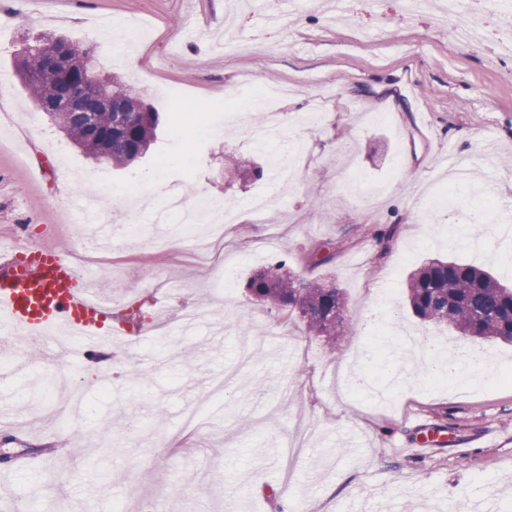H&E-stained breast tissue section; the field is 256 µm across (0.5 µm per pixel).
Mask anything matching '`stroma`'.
I'll return each mask as SVG.
<instances>
[{"label":"stroma","instance_id":"35a3bbf8","mask_svg":"<svg viewBox=\"0 0 512 512\" xmlns=\"http://www.w3.org/2000/svg\"><path fill=\"white\" fill-rule=\"evenodd\" d=\"M25 12L0 13V113L15 117L36 106L15 75L22 43L64 34L106 55L103 18L137 22L108 72L131 84L162 116L158 138L129 168L99 166L63 142L55 126L33 142L45 173L23 169L0 153V234L20 213L40 236L45 225L71 224L72 239L98 238L113 275L90 268L94 289L111 291L114 320L131 336L150 331L141 347L113 343L108 383L88 376L93 360L82 344L55 363L30 357L33 377L0 380V512H144L162 497L166 512H512V383L456 380L441 387L421 380L383 398L341 393L340 363L371 378L409 364L396 331L467 346L448 328L418 319L405 303L408 275L432 258L451 257L512 280V248L496 225L512 223V11L483 5L469 18L489 25L491 42L449 41L438 8L408 13L404 0H351L337 16L334 0H306L284 28L267 14L284 0H247L233 17L245 47L218 55L191 29L215 30L227 0H24ZM290 85L281 101L287 126L258 140L246 127L214 129L225 105L248 106L251 87ZM318 111L321 121L303 117ZM179 113L172 121L171 113ZM300 154L302 175H275L273 156ZM467 158L469 185L459 196L488 212L480 247L465 234L449 237L455 210L440 200L449 161ZM260 166L258 180L225 182L228 159ZM165 195L198 194L233 205L229 250L211 269L197 268L186 222L155 221L165 207L138 211L153 180ZM122 188L124 205L109 223L87 224L82 201L110 200ZM265 190L267 221L255 223L249 199ZM333 244L328 263L310 260ZM286 260L308 280H332L346 298V326L336 341L309 336L297 317L254 306L245 283L256 269ZM262 341L250 366L208 397L210 383L234 365L240 346ZM83 393V408L67 423L50 421L58 386ZM206 415L205 434L182 433L191 409ZM308 424L291 482L282 479L283 439L296 418ZM417 418L444 426L452 446L434 453L397 454ZM50 458L56 481L39 466Z\"/></svg>","mask_w":512,"mask_h":512}]
</instances>
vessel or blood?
Returning a JSON list of instances; mask_svg holds the SVG:
<instances>
[{"mask_svg": "<svg viewBox=\"0 0 512 512\" xmlns=\"http://www.w3.org/2000/svg\"><path fill=\"white\" fill-rule=\"evenodd\" d=\"M79 283L61 250H37L22 274L0 279V334L26 332L42 343L50 361L55 358L56 337L62 332L76 334L87 348H96L108 308L104 297L90 296ZM446 441L443 427L419 419L410 428L407 447L414 453L425 452Z\"/></svg>", "mask_w": 512, "mask_h": 512, "instance_id": "b4317fda", "label": "vessel or blood"}]
</instances>
